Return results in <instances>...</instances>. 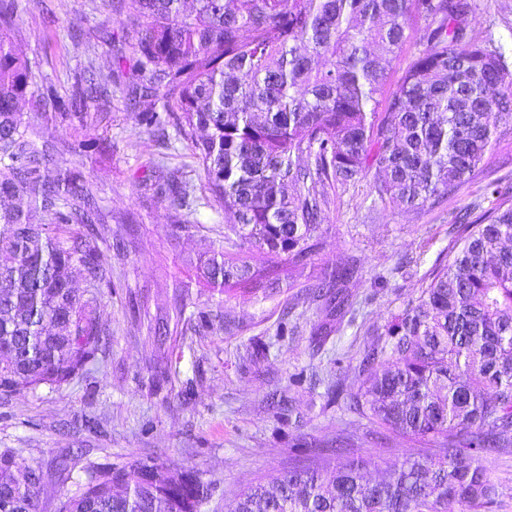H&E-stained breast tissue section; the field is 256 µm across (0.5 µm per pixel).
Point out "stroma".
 <instances>
[{
  "label": "stroma",
  "instance_id": "35a3bbf8",
  "mask_svg": "<svg viewBox=\"0 0 512 512\" xmlns=\"http://www.w3.org/2000/svg\"><path fill=\"white\" fill-rule=\"evenodd\" d=\"M11 41L35 65L38 79L67 95L74 71L94 65L109 74L115 48L98 41L93 0H15ZM470 30L512 56V0H470ZM58 24L47 29L45 16ZM426 22L406 32L385 93H393L429 48ZM136 104L116 97L89 104L87 124L59 123L21 101L19 110L39 138L55 143L66 166L97 188L108 246L101 255L112 285L100 316L106 326L94 370L82 380L40 385L0 399V449L10 448L43 472L38 512H58L89 469L136 457L175 475L191 469L209 485L201 512H234L239 494L258 478L302 464L304 444L333 447L350 437L355 452H376L365 428L333 400L337 379L353 382L373 330L418 294L421 280L455 239L456 216L491 206L486 185L512 187V123L485 163L452 196L406 211L378 199L369 181L330 192L311 261L280 277L271 296L226 297L210 284L205 265L224 243L230 218L212 201L204 175L185 143L161 140L137 122ZM190 181L197 199L189 214L175 212L152 187L153 165ZM127 223H119V216ZM356 272L342 290L355 311L337 318L294 295L331 272ZM291 335L279 336L281 318ZM166 323L176 340L154 343L148 330ZM66 470H59V462Z\"/></svg>",
  "mask_w": 512,
  "mask_h": 512
}]
</instances>
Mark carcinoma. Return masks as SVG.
Here are the masks:
<instances>
[{"label": "carcinoma", "mask_w": 512, "mask_h": 512, "mask_svg": "<svg viewBox=\"0 0 512 512\" xmlns=\"http://www.w3.org/2000/svg\"><path fill=\"white\" fill-rule=\"evenodd\" d=\"M143 19L132 53L136 81L112 83L94 66L77 72L68 97L37 82L10 41L15 0H0V389L59 387L85 374L101 343L99 263L106 237L75 227L109 223L92 183L58 164L18 112L30 99L61 120L88 103L147 97L138 124L173 128L201 167L214 201L232 215L224 238L292 269L311 259L326 187L374 176L378 197L408 211L452 195L512 122V69L469 30L467 0H133ZM428 22L430 48L384 96L405 32ZM59 173L50 177L48 169ZM188 208L193 188L159 187ZM460 217L450 258L393 316L364 352L359 380L336 398L367 422L366 435L400 438L416 451L379 468L372 456L310 447L291 465L247 487L236 512H493L498 486L484 464L512 446V199ZM30 199L24 209L17 204ZM336 271L295 301L331 299ZM87 288L79 292L73 280ZM234 295L261 280L237 254L207 269ZM42 471L0 451V512H37ZM196 474L131 459L96 467L59 512H200Z\"/></svg>", "instance_id": "carcinoma-1"}]
</instances>
